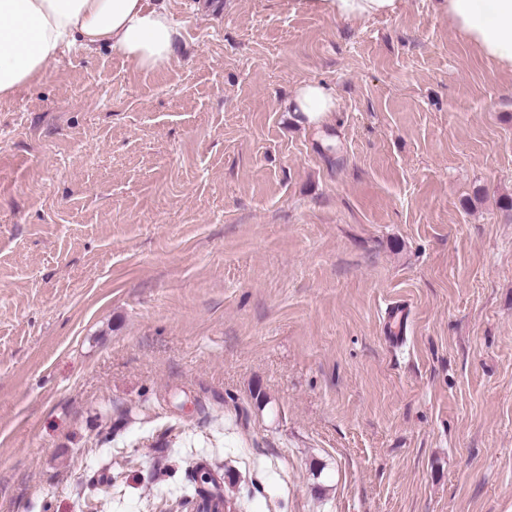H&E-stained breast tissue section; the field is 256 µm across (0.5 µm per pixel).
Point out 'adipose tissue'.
<instances>
[{"instance_id":"ef3b65f1","label":"adipose tissue","mask_w":512,"mask_h":512,"mask_svg":"<svg viewBox=\"0 0 512 512\" xmlns=\"http://www.w3.org/2000/svg\"><path fill=\"white\" fill-rule=\"evenodd\" d=\"M451 25L487 60L512 71V0H445ZM339 21L393 14L399 0H301ZM181 30L165 8L147 0H0V99L40 82L65 50L119 51L144 72L168 66ZM300 122L321 127L336 109V93L302 83L286 103Z\"/></svg>"}]
</instances>
